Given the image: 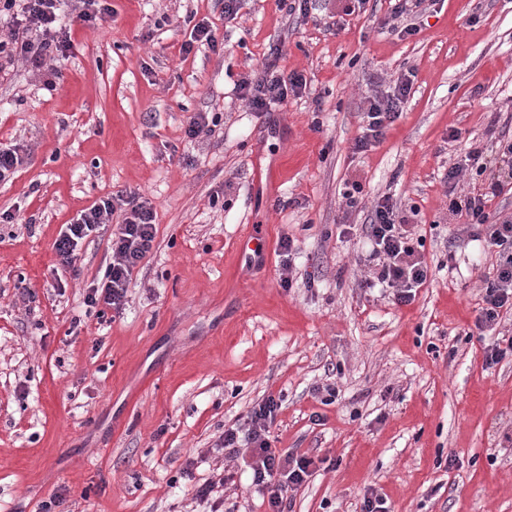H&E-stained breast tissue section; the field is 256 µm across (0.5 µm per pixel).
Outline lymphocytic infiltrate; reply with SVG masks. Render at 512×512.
I'll list each match as a JSON object with an SVG mask.
<instances>
[{
  "mask_svg": "<svg viewBox=\"0 0 512 512\" xmlns=\"http://www.w3.org/2000/svg\"><path fill=\"white\" fill-rule=\"evenodd\" d=\"M65 5L87 22L95 15L112 12L106 0H0V21L9 29L8 39L0 40V55L35 69L64 56L70 48V37L59 24ZM278 61V48H271L262 70L238 81L237 92L251 111L263 114L283 109L289 97L306 89L305 77L297 72L281 74ZM410 89V80L402 77L393 91L367 99L361 112V134L351 145L352 153L365 152L380 142L386 129L401 116V104ZM467 160L477 174L487 175L488 186L451 198L448 211L466 217V232L484 237L497 250L496 270L484 280L483 307L475 320L476 329L493 331L503 312L512 311V218L501 219L489 211L491 202L512 185V139L499 141L492 152L472 149ZM117 212L122 215L118 223L112 220ZM108 225L113 228L112 261L101 285L90 288L85 303L90 307L103 303L119 313L132 273L150 252L155 238V212L148 199L131 191L100 199L73 222L62 225L54 250L60 266L74 268L79 243ZM362 231L370 245L373 266L369 276L361 280V287L380 286L390 290L396 304L411 303L429 279L421 225L384 195L374 202ZM279 407L275 397H267L243 423L225 429L223 437L225 456L242 460L253 485L267 492L268 512H285L289 491L307 481L313 464L310 457L272 447L270 428Z\"/></svg>",
  "mask_w": 512,
  "mask_h": 512,
  "instance_id": "lymphocytic-infiltrate-1",
  "label": "lymphocytic infiltrate"
}]
</instances>
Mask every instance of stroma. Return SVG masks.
<instances>
[{"instance_id": "35a3bbf8", "label": "stroma", "mask_w": 512, "mask_h": 512, "mask_svg": "<svg viewBox=\"0 0 512 512\" xmlns=\"http://www.w3.org/2000/svg\"><path fill=\"white\" fill-rule=\"evenodd\" d=\"M61 17L71 47L41 71L0 60V512H204L193 480L223 474V512H266L225 427L279 397L274 447L314 461L290 512H512V360L482 366L481 274L497 256L463 235L443 175L469 148L512 137V0H422L399 36L389 0L344 14L310 0H110ZM223 51L181 56L187 15ZM307 80L279 112L235 85L270 47ZM412 86L402 115L352 153L368 97ZM197 112L212 130L188 139ZM457 140H450V131ZM363 190L347 210L352 182ZM134 191L156 212L153 248L122 314L86 306L112 260L110 230L83 241L78 273L53 243L99 199ZM390 195L433 224L430 279L401 306L357 285L368 268L341 222ZM268 239L241 259L250 229ZM297 247L280 285L279 238ZM336 388L325 405L318 385Z\"/></svg>"}]
</instances>
